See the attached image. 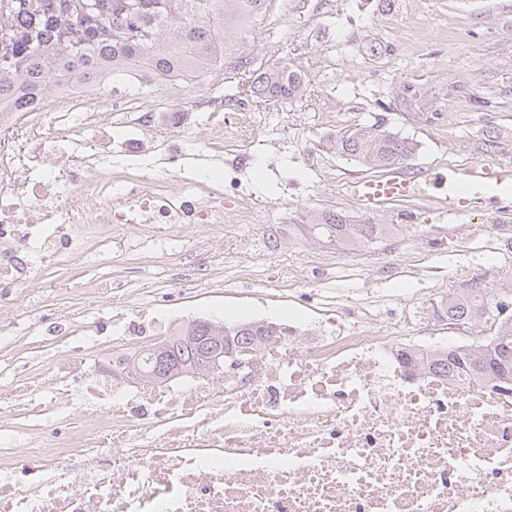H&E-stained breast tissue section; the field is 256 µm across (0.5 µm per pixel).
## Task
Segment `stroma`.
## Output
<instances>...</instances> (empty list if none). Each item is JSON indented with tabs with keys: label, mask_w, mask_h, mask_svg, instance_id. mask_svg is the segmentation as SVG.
I'll use <instances>...</instances> for the list:
<instances>
[{
	"label": "stroma",
	"mask_w": 512,
	"mask_h": 512,
	"mask_svg": "<svg viewBox=\"0 0 512 512\" xmlns=\"http://www.w3.org/2000/svg\"><path fill=\"white\" fill-rule=\"evenodd\" d=\"M234 53L223 74L201 80L202 90L223 94L225 104L249 99L248 67L288 62L308 81L305 97L273 107L256 104V112L270 118L265 150L276 162L269 167L255 160L243 176L245 192L269 203L275 219L332 209L354 222L396 230L349 254L296 234L282 240L275 256L265 247L267 225L239 223L243 203L228 198V236L211 241L221 287L197 284L188 266L156 261L127 274L136 292L128 318L155 313V297L139 290L146 282L177 285L188 306L215 308L223 316L246 320L265 307L313 318L309 305L277 283L285 255L294 259L286 270L294 287L317 289L322 302L340 310L375 306L378 319L366 323L371 336L380 321L394 318L401 336L472 340L478 328L448 327L433 315L431 303L439 291L481 284L508 303L512 316V190L488 187L479 204L470 193H457L452 213L415 200L369 210L352 192L367 168L327 146L338 130L378 121L414 139L415 170L447 174L470 166L484 158L489 131L498 136L496 158L512 162V0H394L387 10L379 0H270L253 37L240 40ZM239 56L248 67L236 64ZM405 84L422 89L442 120L425 123L404 111L397 93ZM229 238L241 257L254 262L257 280L242 278L235 264L225 262ZM490 247L497 255L489 265L482 255ZM112 266V253L97 252L77 261L65 278L35 276L23 308L0 306V320L25 330L29 357L49 362L63 342L43 327L51 309H93L86 290Z\"/></svg>",
	"instance_id": "1"
}]
</instances>
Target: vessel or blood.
I'll return each mask as SVG.
<instances>
[{
  "mask_svg": "<svg viewBox=\"0 0 512 512\" xmlns=\"http://www.w3.org/2000/svg\"><path fill=\"white\" fill-rule=\"evenodd\" d=\"M474 185L481 183L512 184V165L508 163L480 160L471 165L464 176L429 174L415 176L401 175L387 178L365 177L353 184L355 195L366 208L387 203L418 199L424 202H438V193L445 187H456L459 181Z\"/></svg>",
  "mask_w": 512,
  "mask_h": 512,
  "instance_id": "obj_1",
  "label": "vessel or blood"
}]
</instances>
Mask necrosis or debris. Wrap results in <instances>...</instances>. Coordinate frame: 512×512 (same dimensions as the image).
I'll use <instances>...</instances> for the list:
<instances>
[{
  "label": "necrosis or debris",
  "instance_id": "4bbe7bcc",
  "mask_svg": "<svg viewBox=\"0 0 512 512\" xmlns=\"http://www.w3.org/2000/svg\"><path fill=\"white\" fill-rule=\"evenodd\" d=\"M157 82L132 73L107 102L84 83L38 88L0 112V301L21 305L33 275L112 246L142 263L192 257L215 283L209 243L185 233L223 236L224 196L241 192L262 127L246 102L161 105ZM202 112L223 116L219 185L183 139ZM360 314L266 322L248 363L208 377L154 385L109 359L74 416L58 408L87 344L163 335L161 318L57 311L65 341L44 388L0 322V351L28 381L0 403V512H512V393L450 365L422 371L430 342L365 335L373 312Z\"/></svg>",
  "mask_w": 512,
  "mask_h": 512
}]
</instances>
